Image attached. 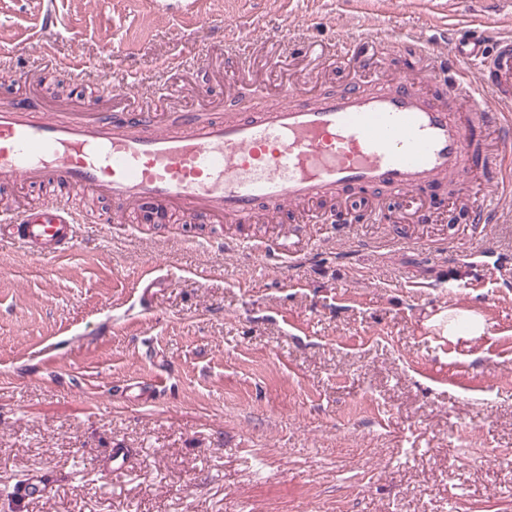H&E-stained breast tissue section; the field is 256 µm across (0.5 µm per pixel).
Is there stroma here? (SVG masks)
Here are the masks:
<instances>
[{
	"label": "stroma",
	"instance_id": "obj_1",
	"mask_svg": "<svg viewBox=\"0 0 512 512\" xmlns=\"http://www.w3.org/2000/svg\"><path fill=\"white\" fill-rule=\"evenodd\" d=\"M477 19L512 36V0H0V107L216 114L379 75L431 94ZM486 192L452 182L423 224L378 196L392 223L308 225L288 264L256 254L278 225L101 224L92 198L62 256L0 241V512H512V193L479 232L450 222ZM452 309L483 316L477 344L448 339ZM34 475L48 493L17 497Z\"/></svg>",
	"mask_w": 512,
	"mask_h": 512
}]
</instances>
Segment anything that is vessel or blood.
I'll return each instance as SVG.
<instances>
[{"label":"vessel or blood","instance_id":"1","mask_svg":"<svg viewBox=\"0 0 512 512\" xmlns=\"http://www.w3.org/2000/svg\"><path fill=\"white\" fill-rule=\"evenodd\" d=\"M443 93L406 78L376 77L370 88L301 102L286 85L272 104L207 117L195 112H50L22 98L0 108V183L67 184L107 200L113 215L156 203L145 221L242 224L306 208V222L352 229L334 201L386 190L408 199L443 180L486 172L504 186L512 159V38L487 46L482 33L459 38L442 57ZM492 91L499 108L478 104ZM80 222L53 199L0 217L9 237L57 255L71 249ZM305 222V223H306Z\"/></svg>","mask_w":512,"mask_h":512}]
</instances>
